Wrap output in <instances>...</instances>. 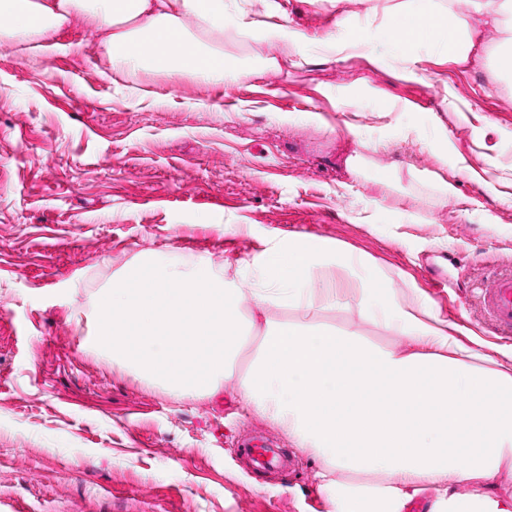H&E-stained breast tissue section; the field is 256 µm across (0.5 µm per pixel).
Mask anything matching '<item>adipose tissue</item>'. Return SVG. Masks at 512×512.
Wrapping results in <instances>:
<instances>
[{
	"label": "adipose tissue",
	"instance_id": "ef3b65f1",
	"mask_svg": "<svg viewBox=\"0 0 512 512\" xmlns=\"http://www.w3.org/2000/svg\"><path fill=\"white\" fill-rule=\"evenodd\" d=\"M0 0V33L45 41L72 20L94 31L110 71L166 74L206 84L280 70L302 35L279 0ZM459 0H373L387 19L382 40L403 54L440 41L471 64L485 29L500 35L485 64L512 82V0L471 13ZM234 28L262 48L255 66L224 55ZM249 285L224 270L162 262L152 251L113 278L95 304L92 348L177 395H214L238 378L236 397L278 424L319 461L315 479L333 512H512V346L489 343L448 321L413 282L397 286L377 260L341 243L294 236L252 263ZM299 313L271 321L270 308ZM354 311L394 339L365 341L319 321ZM263 334L244 375L236 362L252 330Z\"/></svg>",
	"mask_w": 512,
	"mask_h": 512
}]
</instances>
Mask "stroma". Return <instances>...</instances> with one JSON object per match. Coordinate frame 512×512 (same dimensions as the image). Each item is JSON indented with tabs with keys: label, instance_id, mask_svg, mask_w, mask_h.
<instances>
[{
	"label": "stroma",
	"instance_id": "stroma-1",
	"mask_svg": "<svg viewBox=\"0 0 512 512\" xmlns=\"http://www.w3.org/2000/svg\"><path fill=\"white\" fill-rule=\"evenodd\" d=\"M282 2L303 54L224 84L113 74L79 20L44 47L0 37V512H330L311 454L244 468L239 435L285 434L234 382L179 398L89 348L140 251L244 278L276 241H339L493 341L473 290L512 262V203L485 187L512 167V85L431 41L331 55L326 36L376 28L366 0ZM359 137L376 151L354 176ZM440 178L465 204L435 202Z\"/></svg>",
	"mask_w": 512,
	"mask_h": 512
}]
</instances>
